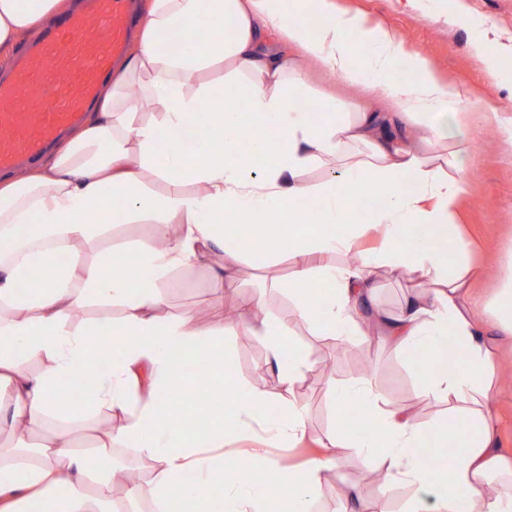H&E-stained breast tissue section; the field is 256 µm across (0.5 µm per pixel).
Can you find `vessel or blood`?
<instances>
[{
	"label": "vessel or blood",
	"instance_id": "1",
	"mask_svg": "<svg viewBox=\"0 0 512 512\" xmlns=\"http://www.w3.org/2000/svg\"><path fill=\"white\" fill-rule=\"evenodd\" d=\"M128 36V0H91L41 34L32 63L0 81V172L38 158L81 121Z\"/></svg>",
	"mask_w": 512,
	"mask_h": 512
}]
</instances>
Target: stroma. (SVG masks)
<instances>
[{
  "label": "stroma",
  "mask_w": 512,
  "mask_h": 512,
  "mask_svg": "<svg viewBox=\"0 0 512 512\" xmlns=\"http://www.w3.org/2000/svg\"><path fill=\"white\" fill-rule=\"evenodd\" d=\"M341 10L357 12L369 21L394 31L405 49L426 57L439 77L461 87L473 98L493 103L504 118H512V89L491 82L471 50L477 30L452 24L455 12L464 11L485 20L492 38L512 44V0H335ZM464 133L479 158L469 177V190L460 203L456 222L461 242L479 267L472 290L479 298L493 297L498 270L512 260V143L487 128L481 112H469ZM216 262L173 272L165 289L161 316L174 317L186 308L236 307L247 319L259 290L258 280L217 285ZM293 340L309 353V365L294 398L309 414V433L323 434L332 424L325 396L328 380L343 385L358 379L357 368L369 362L373 381L388 406L413 403L416 373L405 359L377 344L360 339L341 344L331 336H313L296 327ZM236 379L277 395L281 387L266 365L267 350L259 337L241 334L224 339ZM499 403L496 409L500 447L512 455V345L502 346L498 357ZM358 487L365 512L386 500L391 512H405L412 491L404 485L385 486L369 476L354 450H346L338 470L326 473L314 499L315 512H340L344 492Z\"/></svg>",
  "instance_id": "1"
}]
</instances>
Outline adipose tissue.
I'll use <instances>...</instances> for the list:
<instances>
[{
	"mask_svg": "<svg viewBox=\"0 0 512 512\" xmlns=\"http://www.w3.org/2000/svg\"><path fill=\"white\" fill-rule=\"evenodd\" d=\"M75 6L0 0V65ZM303 58L349 86L384 91L393 111L357 100L300 108ZM465 100L390 30L334 0H144L132 47L87 118L38 165L0 177V434H14L0 443V512H313L323 475L346 448L385 485L412 488L407 512H512V458L499 447L486 339L491 321L512 340V265L500 268L494 297L474 304L476 271L456 224L476 166L462 133ZM313 167L327 173L321 184L304 179ZM137 215L152 221V241L103 245L109 222ZM282 221L291 272L263 285L281 288L293 315L268 313L259 296L242 326L266 345L289 395L278 403L231 377L224 337L242 327L222 310L173 319L158 311L174 270L217 256L221 281L235 282L245 260L265 275L280 250L267 226ZM385 270L416 282L394 314L372 302ZM91 302L120 305L122 315L79 320ZM297 322L345 344L376 336L417 366V403L439 402V416L428 423L414 405L387 406L362 377L329 384L336 424L303 465L225 454L229 435L292 448L306 440V409L291 398L309 361L293 343ZM106 328L118 341L110 367L92 379L87 338ZM452 348L458 360L443 364ZM196 359L222 396L202 436L162 410L185 361ZM65 380L82 388L86 409L121 416L90 450L67 431ZM130 445L149 467L118 498L113 472ZM449 446L451 459L423 465L426 451ZM259 472L280 498L256 493Z\"/></svg>",
	"mask_w": 512,
	"mask_h": 512,
	"instance_id": "1",
	"label": "adipose tissue"
}]
</instances>
